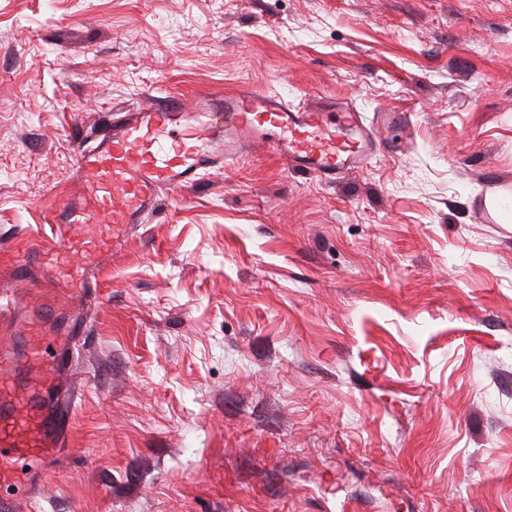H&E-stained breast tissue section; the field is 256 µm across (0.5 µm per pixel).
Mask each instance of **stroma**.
Instances as JSON below:
<instances>
[{"label": "stroma", "mask_w": 512, "mask_h": 512, "mask_svg": "<svg viewBox=\"0 0 512 512\" xmlns=\"http://www.w3.org/2000/svg\"><path fill=\"white\" fill-rule=\"evenodd\" d=\"M254 87L403 143L258 151L91 264L74 453L21 512H512V0H0V290L121 105Z\"/></svg>", "instance_id": "35a3bbf8"}]
</instances>
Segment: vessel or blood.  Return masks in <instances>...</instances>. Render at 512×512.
<instances>
[{"instance_id":"vessel-or-blood-1","label":"vessel or blood","mask_w":512,"mask_h":512,"mask_svg":"<svg viewBox=\"0 0 512 512\" xmlns=\"http://www.w3.org/2000/svg\"><path fill=\"white\" fill-rule=\"evenodd\" d=\"M262 145L287 154L299 172L331 182L361 168L381 141L344 105L293 106L254 88L189 103L170 96L125 114L95 145H78L80 185L53 222L103 225L106 234L96 247L107 250L158 212L164 191L193 187L202 175ZM13 274L32 286L54 284L31 259ZM15 325L27 340L21 350H0V363L22 362L27 397L15 398L0 377V512H19L29 490L69 454L71 391L64 375L73 363L67 341L85 332L78 316L61 332L23 312Z\"/></svg>"}]
</instances>
